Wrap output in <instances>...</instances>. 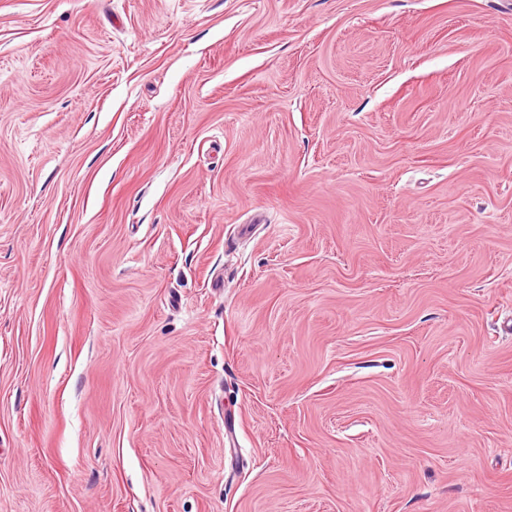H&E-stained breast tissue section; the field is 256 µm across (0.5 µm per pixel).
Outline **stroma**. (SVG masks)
I'll use <instances>...</instances> for the list:
<instances>
[{
    "mask_svg": "<svg viewBox=\"0 0 512 512\" xmlns=\"http://www.w3.org/2000/svg\"><path fill=\"white\" fill-rule=\"evenodd\" d=\"M512 0H0V512H512Z\"/></svg>",
    "mask_w": 512,
    "mask_h": 512,
    "instance_id": "35a3bbf8",
    "label": "stroma"
}]
</instances>
